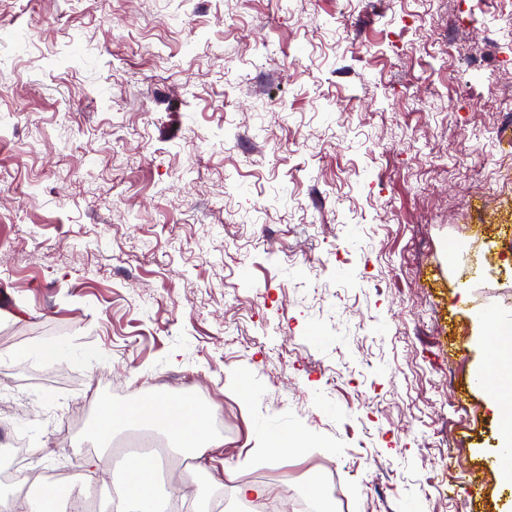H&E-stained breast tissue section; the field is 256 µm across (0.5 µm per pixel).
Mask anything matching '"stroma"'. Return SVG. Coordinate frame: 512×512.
<instances>
[{"label": "stroma", "instance_id": "stroma-1", "mask_svg": "<svg viewBox=\"0 0 512 512\" xmlns=\"http://www.w3.org/2000/svg\"><path fill=\"white\" fill-rule=\"evenodd\" d=\"M509 11L0 0V389L25 406L0 418V472L26 438L124 495L128 427L100 442L97 414L175 377L224 437L156 470L158 498L251 512L235 488L256 484L309 512H512L478 383L484 317L512 322L483 259L512 225ZM287 430L295 453L263 451ZM447 463L489 480L454 491Z\"/></svg>", "mask_w": 512, "mask_h": 512}]
</instances>
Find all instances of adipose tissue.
Masks as SVG:
<instances>
[{"mask_svg": "<svg viewBox=\"0 0 512 512\" xmlns=\"http://www.w3.org/2000/svg\"><path fill=\"white\" fill-rule=\"evenodd\" d=\"M119 420L165 430L178 454L186 459L201 456L213 440L207 409L181 398L142 399L125 407H104L97 416L96 438L109 439L113 425ZM156 468V462L150 456L135 458L130 463L126 496L119 512H160L153 491Z\"/></svg>", "mask_w": 512, "mask_h": 512, "instance_id": "ef3b65f1", "label": "adipose tissue"}]
</instances>
